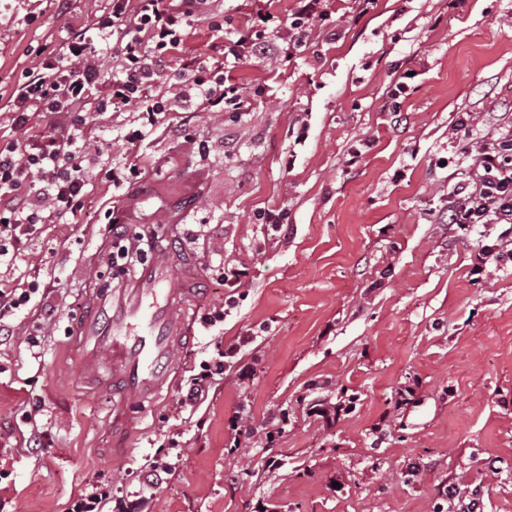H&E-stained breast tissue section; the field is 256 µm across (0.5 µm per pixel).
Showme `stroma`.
Wrapping results in <instances>:
<instances>
[{
  "label": "stroma",
  "instance_id": "obj_1",
  "mask_svg": "<svg viewBox=\"0 0 512 512\" xmlns=\"http://www.w3.org/2000/svg\"><path fill=\"white\" fill-rule=\"evenodd\" d=\"M330 3L338 37L236 69L243 89H265L241 117L175 110L179 135L151 132L134 155L135 113L85 129L101 153L84 210L37 225L0 262V289L34 291L19 335H0V512H67L94 486L139 512H457L451 485L464 498L483 486L485 512H512V264L474 274L486 227L441 221L470 170L467 139L452 134L460 113L485 135L512 127V0H376L360 17L352 0ZM111 10L0 0V144L41 48ZM398 64L413 76L394 113ZM130 163L139 177L114 187L106 169ZM264 209L285 210L286 224L257 223ZM109 211L154 226L155 258L191 260L202 289L174 380L142 404L119 455L112 394L89 381L73 336L101 285ZM214 261L246 266L241 287L213 279ZM221 306L223 321L205 325ZM234 345L252 383L217 375L178 407L200 363ZM349 400L337 421L310 411ZM241 407L253 436L232 453L227 421ZM280 411L286 431L267 440ZM34 426L39 448L26 445ZM158 457L174 469L151 487Z\"/></svg>",
  "mask_w": 512,
  "mask_h": 512
}]
</instances>
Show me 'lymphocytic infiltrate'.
Here are the masks:
<instances>
[{
  "label": "lymphocytic infiltrate",
  "instance_id": "lymphocytic-infiltrate-1",
  "mask_svg": "<svg viewBox=\"0 0 512 512\" xmlns=\"http://www.w3.org/2000/svg\"><path fill=\"white\" fill-rule=\"evenodd\" d=\"M207 22L224 39L223 62L181 49L188 28ZM328 0H294L287 16L272 12L270 0H252L243 27H225L218 0H113L112 11L92 27L71 33L41 68L27 72L14 92L11 122L20 139L0 147V257L39 224L75 215L84 207V164L97 145L79 142L87 111L120 112L139 104V124L125 140L138 145L162 124L181 101L185 110L243 113L251 105L226 77L244 61L262 57L283 61L314 31L335 32ZM112 53V70L104 72L103 51ZM176 63L184 92L177 98L162 94L169 63ZM104 95H97L99 86ZM51 112L59 120L53 133L35 143L24 141L35 113ZM473 168L458 185L448 205L447 223L458 229L473 224H497L493 243L480 245L481 264L512 260V131L493 139H474ZM113 263L127 275V262L144 259L152 249V234L134 224H112Z\"/></svg>",
  "mask_w": 512,
  "mask_h": 512
}]
</instances>
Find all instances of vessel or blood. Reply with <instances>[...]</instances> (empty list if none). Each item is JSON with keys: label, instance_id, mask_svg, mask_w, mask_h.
I'll return each instance as SVG.
<instances>
[{"label": "vessel or blood", "instance_id": "b4317fda", "mask_svg": "<svg viewBox=\"0 0 512 512\" xmlns=\"http://www.w3.org/2000/svg\"><path fill=\"white\" fill-rule=\"evenodd\" d=\"M169 265L147 267L131 287L97 294L86 317L76 325L77 347L88 373H95L98 357L108 353L112 380L119 393L112 407V446L126 447L135 425V401L155 394L174 371L171 363L178 339L190 332L186 318L173 309L191 299L193 279L181 291L168 286Z\"/></svg>", "mask_w": 512, "mask_h": 512}]
</instances>
